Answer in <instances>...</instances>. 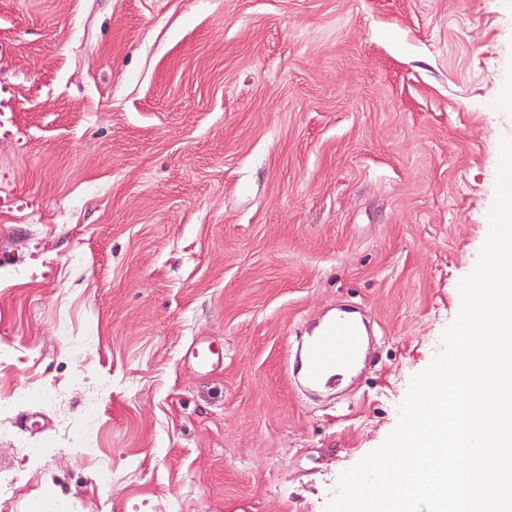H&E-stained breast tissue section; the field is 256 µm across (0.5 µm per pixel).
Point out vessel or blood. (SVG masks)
Listing matches in <instances>:
<instances>
[{"label": "vessel or blood", "instance_id": "obj_1", "mask_svg": "<svg viewBox=\"0 0 512 512\" xmlns=\"http://www.w3.org/2000/svg\"><path fill=\"white\" fill-rule=\"evenodd\" d=\"M361 341L356 321L348 316L336 317L320 336L311 339L306 347L305 380L309 384H322L330 365L336 360L350 361L357 357Z\"/></svg>", "mask_w": 512, "mask_h": 512}]
</instances>
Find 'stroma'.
<instances>
[{
    "mask_svg": "<svg viewBox=\"0 0 512 512\" xmlns=\"http://www.w3.org/2000/svg\"><path fill=\"white\" fill-rule=\"evenodd\" d=\"M0 83V512H325L487 238L512 0H0ZM359 343L361 336L356 321L345 315L336 317L321 336L314 337L307 344L304 356L306 382L311 385L322 384L330 365L336 359L350 361L357 357Z\"/></svg>",
    "mask_w": 512,
    "mask_h": 512,
    "instance_id": "1",
    "label": "stroma"
}]
</instances>
